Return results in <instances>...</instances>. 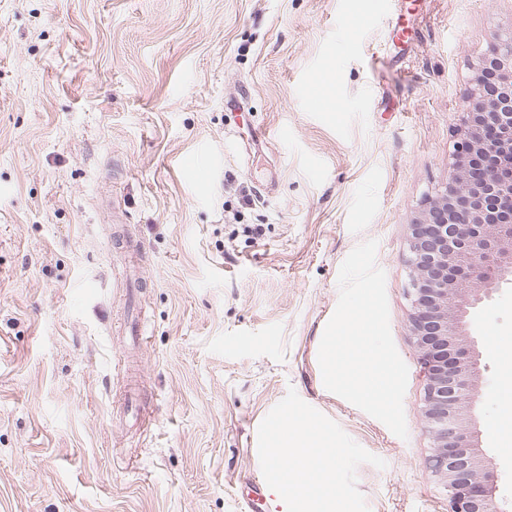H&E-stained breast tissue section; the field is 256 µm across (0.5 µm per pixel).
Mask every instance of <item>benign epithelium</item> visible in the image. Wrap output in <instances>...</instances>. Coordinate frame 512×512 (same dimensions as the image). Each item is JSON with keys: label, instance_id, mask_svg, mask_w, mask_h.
I'll return each mask as SVG.
<instances>
[{"label": "benign epithelium", "instance_id": "1", "mask_svg": "<svg viewBox=\"0 0 512 512\" xmlns=\"http://www.w3.org/2000/svg\"><path fill=\"white\" fill-rule=\"evenodd\" d=\"M448 177L408 225L409 326L428 383L419 416L448 512H501L471 431L483 367L471 310L512 282V31L480 59Z\"/></svg>", "mask_w": 512, "mask_h": 512}]
</instances>
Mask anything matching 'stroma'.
Listing matches in <instances>:
<instances>
[{"label":"stroma","mask_w":512,"mask_h":512,"mask_svg":"<svg viewBox=\"0 0 512 512\" xmlns=\"http://www.w3.org/2000/svg\"><path fill=\"white\" fill-rule=\"evenodd\" d=\"M511 31L512 0H0V512H251L280 409L334 443L339 512H448L407 226ZM368 240L408 367L404 439L318 362ZM131 313L150 339L129 354ZM472 334L475 425L512 512V285Z\"/></svg>","instance_id":"35a3bbf8"}]
</instances>
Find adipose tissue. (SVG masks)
<instances>
[{
	"label": "adipose tissue",
	"instance_id": "adipose-tissue-1",
	"mask_svg": "<svg viewBox=\"0 0 512 512\" xmlns=\"http://www.w3.org/2000/svg\"><path fill=\"white\" fill-rule=\"evenodd\" d=\"M262 446L268 460L266 484L278 504L290 512H311L310 503L327 488L332 472L330 443L324 432L297 425L284 413L274 429L265 431Z\"/></svg>",
	"mask_w": 512,
	"mask_h": 512
}]
</instances>
